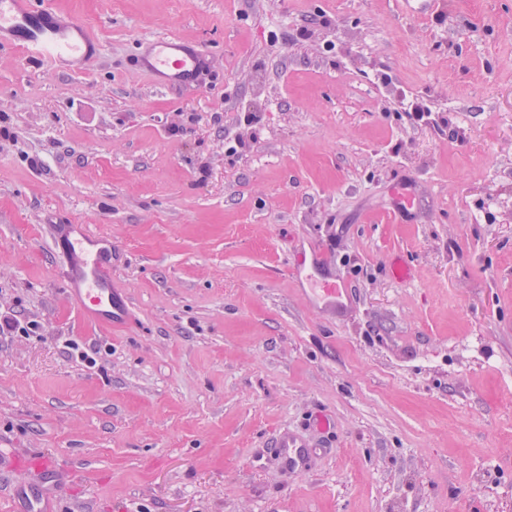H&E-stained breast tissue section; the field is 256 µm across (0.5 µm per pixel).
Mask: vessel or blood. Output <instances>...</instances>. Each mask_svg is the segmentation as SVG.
Wrapping results in <instances>:
<instances>
[{
	"instance_id": "vessel-or-blood-1",
	"label": "vessel or blood",
	"mask_w": 512,
	"mask_h": 512,
	"mask_svg": "<svg viewBox=\"0 0 512 512\" xmlns=\"http://www.w3.org/2000/svg\"><path fill=\"white\" fill-rule=\"evenodd\" d=\"M147 45L137 64L157 87L198 82L205 60L195 45L170 35L153 36ZM0 51H17L25 63L70 72L75 65L87 66L97 59L101 44L79 19L62 14L47 0H0ZM56 242L74 262L64 290L85 320L107 326L126 323L128 303L116 298L112 290L111 237L92 233L83 224H67L60 227ZM325 265L323 251L315 249L294 273L305 286L311 304L336 316L347 311L349 302L341 281L327 274ZM273 445L290 472L302 469L307 449L296 436L280 433ZM14 465L43 479L42 485L27 487L24 512H45L47 493H64V485L56 478L54 458L28 455L15 458Z\"/></svg>"
}]
</instances>
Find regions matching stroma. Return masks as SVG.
<instances>
[{
    "label": "stroma",
    "mask_w": 512,
    "mask_h": 512,
    "mask_svg": "<svg viewBox=\"0 0 512 512\" xmlns=\"http://www.w3.org/2000/svg\"><path fill=\"white\" fill-rule=\"evenodd\" d=\"M55 2L90 70L0 52V317L36 327L0 335V448L74 473L53 512H512V0ZM158 34L199 82L136 66ZM57 224L111 235L128 325L69 302ZM313 243L348 317L291 272ZM148 50L137 60L159 88L198 82L205 68L202 53L189 41L170 35L147 39ZM272 446L278 448L279 454L288 463L291 473H297L302 469L307 455V446L301 443L296 436L290 432H282L276 437Z\"/></svg>",
    "instance_id": "stroma-1"
}]
</instances>
